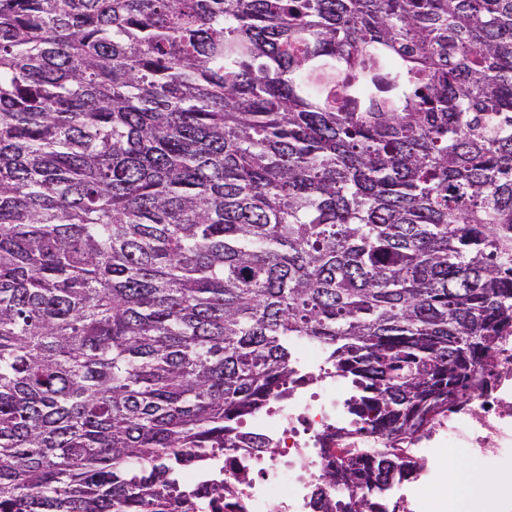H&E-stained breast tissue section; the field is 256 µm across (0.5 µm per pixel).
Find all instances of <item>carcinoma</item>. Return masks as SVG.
I'll return each instance as SVG.
<instances>
[{
	"mask_svg": "<svg viewBox=\"0 0 512 512\" xmlns=\"http://www.w3.org/2000/svg\"><path fill=\"white\" fill-rule=\"evenodd\" d=\"M512 335V0H0V512H195L320 342L383 495Z\"/></svg>",
	"mask_w": 512,
	"mask_h": 512,
	"instance_id": "obj_1",
	"label": "carcinoma"
}]
</instances>
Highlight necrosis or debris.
Instances as JSON below:
<instances>
[{
    "instance_id": "1",
    "label": "necrosis or debris",
    "mask_w": 512,
    "mask_h": 512,
    "mask_svg": "<svg viewBox=\"0 0 512 512\" xmlns=\"http://www.w3.org/2000/svg\"><path fill=\"white\" fill-rule=\"evenodd\" d=\"M302 380L287 400L253 419V436L270 442V449L241 448L232 457L217 454L208 471L188 470L183 481L193 485L225 479L233 486L224 499V512H268L278 500L279 512H322L317 503V476L321 465V437L340 427L346 434L343 448H382L381 435L352 428L345 401L347 382L325 371L321 347L301 341L295 353ZM504 374L495 386L473 397L460 411L434 424L414 448L423 463L413 476L396 482V512H443L454 496V483L436 480L440 453L458 448L466 454L504 465L497 492L480 501L482 512H497L503 500L512 498V341L499 352Z\"/></svg>"
}]
</instances>
